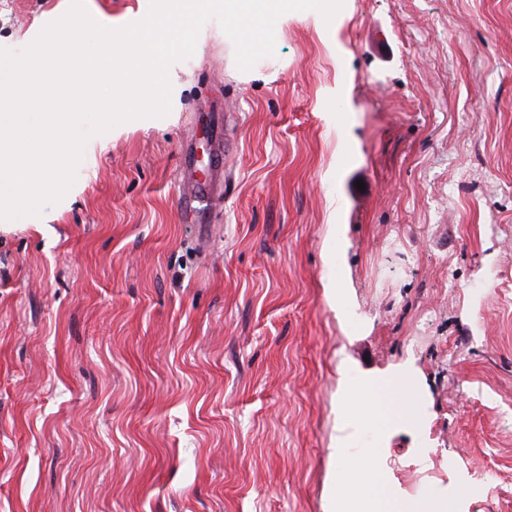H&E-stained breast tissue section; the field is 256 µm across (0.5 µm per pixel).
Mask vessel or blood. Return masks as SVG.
Listing matches in <instances>:
<instances>
[{
    "label": "vessel or blood",
    "instance_id": "obj_1",
    "mask_svg": "<svg viewBox=\"0 0 512 512\" xmlns=\"http://www.w3.org/2000/svg\"><path fill=\"white\" fill-rule=\"evenodd\" d=\"M183 185L180 196V208L192 213L217 207L221 204L224 193L220 186L224 180V137L214 133L212 137L208 170L205 177H198L194 168V149L185 145L182 151Z\"/></svg>",
    "mask_w": 512,
    "mask_h": 512
}]
</instances>
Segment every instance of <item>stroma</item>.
<instances>
[{
    "instance_id": "35a3bbf8",
    "label": "stroma",
    "mask_w": 512,
    "mask_h": 512,
    "mask_svg": "<svg viewBox=\"0 0 512 512\" xmlns=\"http://www.w3.org/2000/svg\"><path fill=\"white\" fill-rule=\"evenodd\" d=\"M84 2L121 27L150 0ZM68 6L0 0V47ZM274 33L243 72L208 21L167 117L0 220V512H358L335 486L364 479L373 404L345 391L397 375L389 488L512 512V0H344ZM213 124L224 206L184 221L181 149Z\"/></svg>"
}]
</instances>
